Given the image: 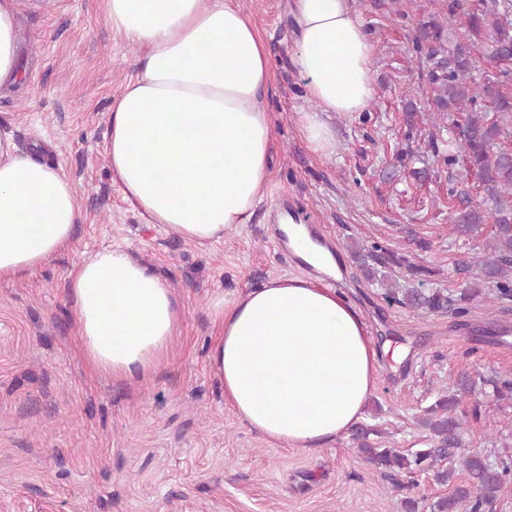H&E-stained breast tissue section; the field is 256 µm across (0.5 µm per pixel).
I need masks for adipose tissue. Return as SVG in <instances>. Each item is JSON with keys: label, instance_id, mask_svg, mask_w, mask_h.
Wrapping results in <instances>:
<instances>
[{"label": "adipose tissue", "instance_id": "ef3b65f1", "mask_svg": "<svg viewBox=\"0 0 512 512\" xmlns=\"http://www.w3.org/2000/svg\"><path fill=\"white\" fill-rule=\"evenodd\" d=\"M113 33L140 52L109 112L106 152L123 200L205 248L248 223L266 189L273 123L264 97L266 47L238 0H103ZM21 0H0V88L23 77ZM294 64L310 110L300 133L324 157L336 139L322 113L365 111L373 46L350 0H291ZM80 218L74 186L42 150L20 153L0 121V280L66 250ZM313 276L272 279L214 299L220 334L208 363L239 422L270 441L313 451L361 418L380 368L362 312L325 287L338 261L302 224L283 227ZM78 348L115 381L151 376L180 336L184 311L169 281L115 245L81 257L66 280Z\"/></svg>", "mask_w": 512, "mask_h": 512}]
</instances>
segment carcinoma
Segmentation results:
<instances>
[{
	"label": "carcinoma",
	"instance_id": "carcinoma-1",
	"mask_svg": "<svg viewBox=\"0 0 512 512\" xmlns=\"http://www.w3.org/2000/svg\"><path fill=\"white\" fill-rule=\"evenodd\" d=\"M412 43L427 77L430 151L448 167L465 163L482 183L483 195H465V206L448 225L462 244L479 241V251L465 261L464 268L475 273L454 298L440 288H399L383 277L380 283L388 300L419 314L448 311L460 318L474 301L512 300V149L504 147L512 141V0H441L440 10L418 21ZM478 52L500 63L494 77H476ZM449 124L459 135L444 140L439 133ZM487 384L496 398L512 399V374H497ZM475 391L463 376L424 410L420 424L431 436L424 448L402 452L376 446L367 442L370 432H356L360 451L393 488H401L402 475L417 488L424 474L450 487L427 505L422 498H406L405 512H485L512 482V456L456 458L460 405ZM460 472L466 479L458 482Z\"/></svg>",
	"mask_w": 512,
	"mask_h": 512
}]
</instances>
